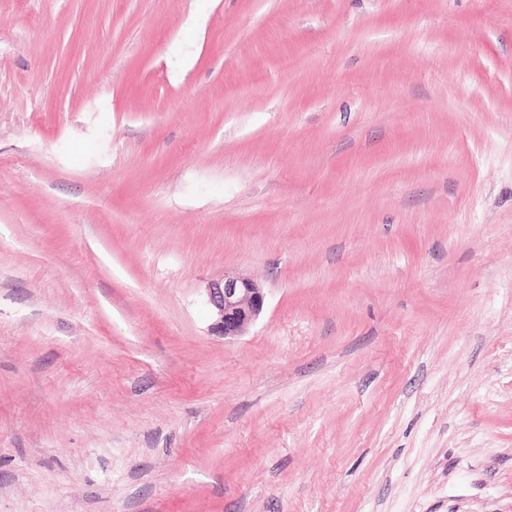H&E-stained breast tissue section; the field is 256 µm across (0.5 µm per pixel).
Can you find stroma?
I'll use <instances>...</instances> for the list:
<instances>
[{
  "mask_svg": "<svg viewBox=\"0 0 512 512\" xmlns=\"http://www.w3.org/2000/svg\"><path fill=\"white\" fill-rule=\"evenodd\" d=\"M0 512H512V0H0ZM208 302L216 317L215 331L224 338L243 336L258 319L265 304V293L253 279L226 275L207 288Z\"/></svg>",
  "mask_w": 512,
  "mask_h": 512,
  "instance_id": "1",
  "label": "stroma"
}]
</instances>
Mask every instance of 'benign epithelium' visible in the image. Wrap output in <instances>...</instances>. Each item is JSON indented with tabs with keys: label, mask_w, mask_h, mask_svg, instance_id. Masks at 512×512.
Here are the masks:
<instances>
[{
	"label": "benign epithelium",
	"mask_w": 512,
	"mask_h": 512,
	"mask_svg": "<svg viewBox=\"0 0 512 512\" xmlns=\"http://www.w3.org/2000/svg\"><path fill=\"white\" fill-rule=\"evenodd\" d=\"M207 296L216 317L214 329L226 338L244 335L265 304L264 288L243 275H226L210 284Z\"/></svg>",
	"instance_id": "benign-epithelium-1"
}]
</instances>
